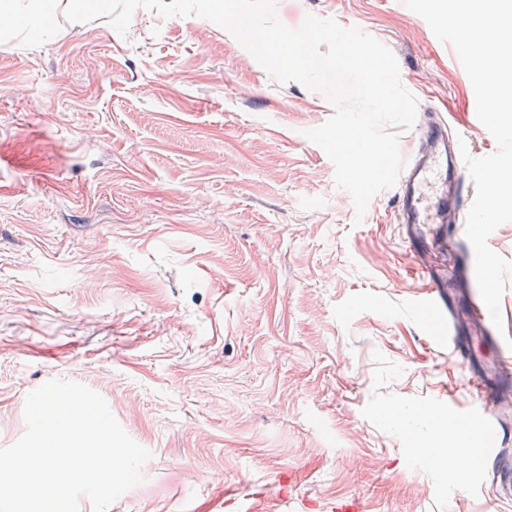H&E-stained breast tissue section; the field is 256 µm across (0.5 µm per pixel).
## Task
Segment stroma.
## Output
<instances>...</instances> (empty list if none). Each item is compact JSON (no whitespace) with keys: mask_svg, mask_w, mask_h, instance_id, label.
<instances>
[{"mask_svg":"<svg viewBox=\"0 0 512 512\" xmlns=\"http://www.w3.org/2000/svg\"><path fill=\"white\" fill-rule=\"evenodd\" d=\"M389 47L418 120L472 156V84L395 0H276ZM223 28L137 8L0 37V448L53 379L98 392L150 457L108 512H512L465 421L466 371L410 305L396 190L357 218L305 132L333 114ZM468 449L466 469L425 449Z\"/></svg>","mask_w":512,"mask_h":512,"instance_id":"1","label":"stroma"}]
</instances>
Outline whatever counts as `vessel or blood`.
I'll return each mask as SVG.
<instances>
[{"instance_id":"obj_1","label":"vessel or blood","mask_w":512,"mask_h":512,"mask_svg":"<svg viewBox=\"0 0 512 512\" xmlns=\"http://www.w3.org/2000/svg\"><path fill=\"white\" fill-rule=\"evenodd\" d=\"M417 141L416 153L405 161L397 179V220L403 224L405 238L416 258L425 248H455L460 233L447 230L448 214L453 210L468 211L473 202L472 195L465 190L464 162L459 147L449 140L446 122L437 117L418 125ZM461 275L468 288L466 314L483 324L492 360H484L469 351L461 339L462 313L445 295L448 279L435 269H423L427 286L415 296L411 308L426 320L447 322L450 346L466 368L467 385L475 401L472 418L480 428L490 429L494 426L492 409L498 387L512 378V350L507 348L491 321L476 284L473 265H466Z\"/></svg>"}]
</instances>
